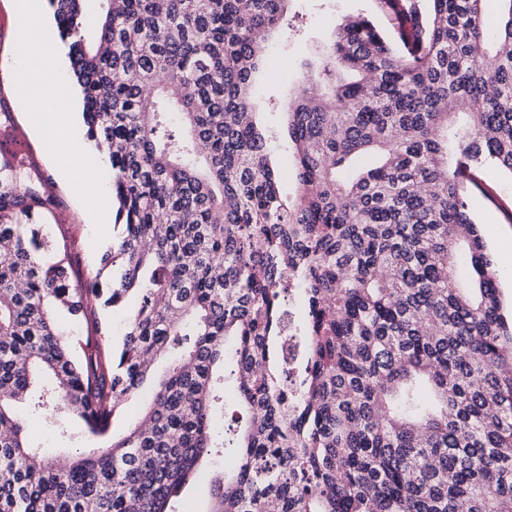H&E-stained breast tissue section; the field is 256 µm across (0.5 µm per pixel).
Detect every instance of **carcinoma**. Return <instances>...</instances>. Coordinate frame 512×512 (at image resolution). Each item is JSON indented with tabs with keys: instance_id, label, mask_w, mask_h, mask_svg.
I'll use <instances>...</instances> for the list:
<instances>
[{
	"instance_id": "cac0c4a2",
	"label": "carcinoma",
	"mask_w": 512,
	"mask_h": 512,
	"mask_svg": "<svg viewBox=\"0 0 512 512\" xmlns=\"http://www.w3.org/2000/svg\"><path fill=\"white\" fill-rule=\"evenodd\" d=\"M86 2L48 0L121 232L72 285L67 245L21 222L53 199L0 157V512H179L224 455L226 355L248 424L210 512H512V320L468 206L478 167L512 174V0L493 39L483 0H378L388 33L344 20L329 87L288 101L292 199L251 109L289 0H99L91 28ZM93 306L94 335L61 331ZM61 404L107 444L30 446ZM288 312L281 333V347L283 358L288 364V370L298 365L305 353V347L300 334V317L295 303L298 295H301V282L288 272Z\"/></svg>"
}]
</instances>
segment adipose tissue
<instances>
[{"label":"adipose tissue","mask_w":512,"mask_h":512,"mask_svg":"<svg viewBox=\"0 0 512 512\" xmlns=\"http://www.w3.org/2000/svg\"><path fill=\"white\" fill-rule=\"evenodd\" d=\"M15 2L19 24L28 37L25 53L17 62L20 74L25 84H28L37 94L40 128L70 143L72 151L68 158L63 159L62 168L71 181H78L82 177L81 142L73 134L64 113L53 109L59 90L56 82L49 78L47 67L42 64L44 57L42 46L34 42L35 36L44 28V15L35 0H15Z\"/></svg>","instance_id":"obj_1"}]
</instances>
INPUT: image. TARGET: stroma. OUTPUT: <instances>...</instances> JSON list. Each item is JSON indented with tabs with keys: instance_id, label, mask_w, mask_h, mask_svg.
<instances>
[{
	"instance_id": "1",
	"label": "stroma",
	"mask_w": 512,
	"mask_h": 512,
	"mask_svg": "<svg viewBox=\"0 0 512 512\" xmlns=\"http://www.w3.org/2000/svg\"><path fill=\"white\" fill-rule=\"evenodd\" d=\"M13 2L0 0V107L10 106V119L21 130L33 165L41 172L48 194L56 200L49 233L68 243L73 259L72 278L83 282L95 275L101 253L112 244L115 208L101 199L102 193L110 188L112 172L105 152L91 146L81 160V182L68 183L60 178L57 162L67 146L53 136L36 131L35 99L31 94L20 93L11 78L18 46L24 40ZM358 13L370 15L381 29L390 27L389 18L377 0H290L285 25L270 32L267 38L270 63L258 75L260 91L255 110L260 124L273 137L271 161L286 194H295L299 188L293 152L288 147L286 103L313 81L306 66L310 50L324 45L342 20ZM41 39L66 89L62 109L80 111L79 90L70 76L69 62L59 45L54 23H47ZM477 176L485 191L472 193L469 205L492 254L503 298L511 301L512 177L492 165L480 167ZM29 441L61 458L72 448L89 450L105 444L104 439L87 434L69 435L40 422L33 424ZM236 460L234 449L228 448L222 458L203 461L201 477L186 485L181 493L182 512H208L209 476L218 471L231 472Z\"/></svg>"
}]
</instances>
